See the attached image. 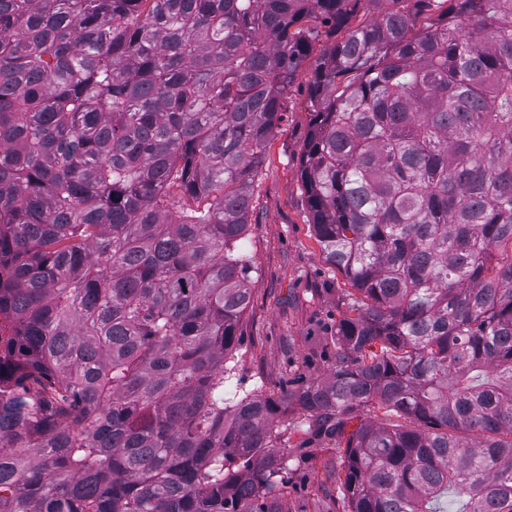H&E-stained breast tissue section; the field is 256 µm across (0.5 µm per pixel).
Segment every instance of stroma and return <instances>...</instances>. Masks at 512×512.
<instances>
[{"label": "stroma", "instance_id": "obj_1", "mask_svg": "<svg viewBox=\"0 0 512 512\" xmlns=\"http://www.w3.org/2000/svg\"><path fill=\"white\" fill-rule=\"evenodd\" d=\"M329 43L328 36L316 38L296 70L255 186L245 239L252 298L231 355L233 382L243 394L279 395L282 387L294 389L325 377L336 360V324L346 312L352 287L323 259L301 173L312 73ZM306 418L292 403L280 422L288 441V512H346L332 475L345 443L308 439Z\"/></svg>", "mask_w": 512, "mask_h": 512}]
</instances>
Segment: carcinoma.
Returning <instances> with one entry per match:
<instances>
[{
  "mask_svg": "<svg viewBox=\"0 0 512 512\" xmlns=\"http://www.w3.org/2000/svg\"><path fill=\"white\" fill-rule=\"evenodd\" d=\"M319 32L303 187L356 294L328 376L236 397ZM0 319V512H288L290 400L348 512H512V0H0Z\"/></svg>",
  "mask_w": 512,
  "mask_h": 512,
  "instance_id": "carcinoma-1",
  "label": "carcinoma"
}]
</instances>
